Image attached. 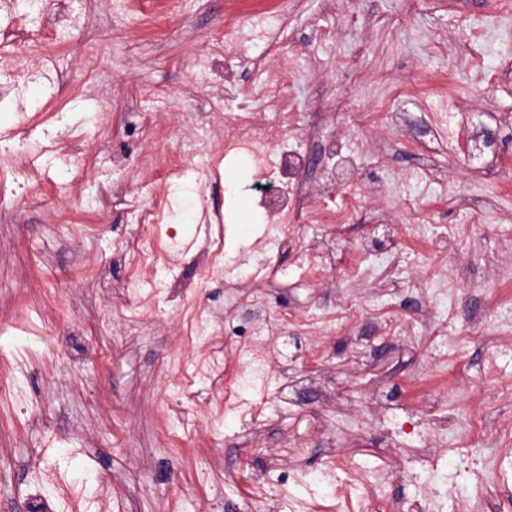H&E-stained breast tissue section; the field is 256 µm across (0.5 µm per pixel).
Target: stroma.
<instances>
[{"instance_id":"stroma-1","label":"stroma","mask_w":512,"mask_h":512,"mask_svg":"<svg viewBox=\"0 0 512 512\" xmlns=\"http://www.w3.org/2000/svg\"><path fill=\"white\" fill-rule=\"evenodd\" d=\"M335 2L0 0L12 54L0 66V512H29L34 492L51 512H289L292 498L336 512L338 452L364 492L390 464L402 480L388 499L429 489L443 512L461 500L488 512L512 438L477 442L467 425L512 414V393L492 394L512 385V136L498 130L512 117V0ZM235 15L241 54L228 59L208 40ZM267 34L286 54L305 46L290 95L325 90L337 114L323 137L362 142L374 166L367 211L342 234L302 227L272 284L258 275L261 194L224 150ZM382 100L404 126L350 122ZM162 148L188 155L180 176L154 168ZM158 199L160 223H137ZM411 200L423 206L412 225L400 218ZM215 212L217 257L204 221ZM317 246L333 253L324 283L294 265ZM257 292L266 311L296 316L288 331L265 327L260 376L225 356L244 333L240 300ZM460 297L486 312L493 342L461 335L464 314L448 315ZM313 318L325 335L309 334ZM219 373L242 398L263 394L261 414L226 410Z\"/></svg>"}]
</instances>
